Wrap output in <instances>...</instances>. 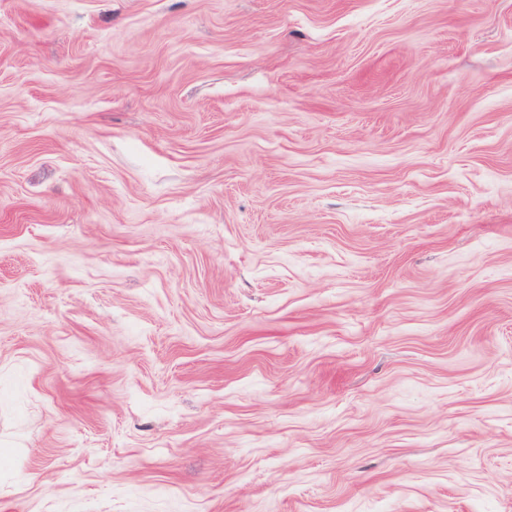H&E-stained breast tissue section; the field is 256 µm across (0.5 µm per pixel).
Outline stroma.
<instances>
[{"instance_id":"obj_1","label":"stroma","mask_w":512,"mask_h":512,"mask_svg":"<svg viewBox=\"0 0 512 512\" xmlns=\"http://www.w3.org/2000/svg\"><path fill=\"white\" fill-rule=\"evenodd\" d=\"M0 512H512V0H0Z\"/></svg>"}]
</instances>
